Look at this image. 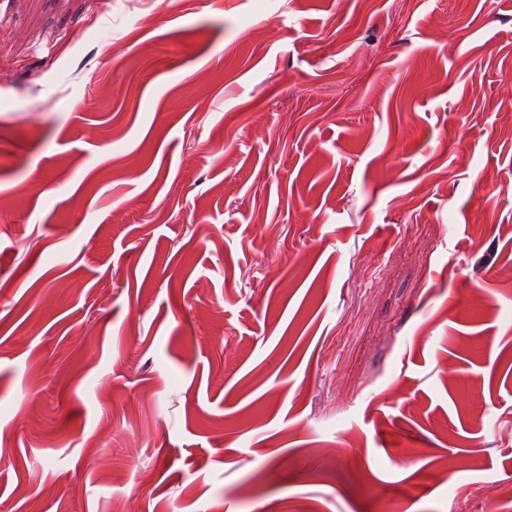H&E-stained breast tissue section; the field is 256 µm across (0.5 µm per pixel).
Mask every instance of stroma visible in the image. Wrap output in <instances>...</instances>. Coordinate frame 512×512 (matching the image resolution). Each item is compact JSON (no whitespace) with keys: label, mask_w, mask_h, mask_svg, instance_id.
<instances>
[{"label":"stroma","mask_w":512,"mask_h":512,"mask_svg":"<svg viewBox=\"0 0 512 512\" xmlns=\"http://www.w3.org/2000/svg\"><path fill=\"white\" fill-rule=\"evenodd\" d=\"M509 74L512 0H0V512H490Z\"/></svg>","instance_id":"stroma-1"}]
</instances>
